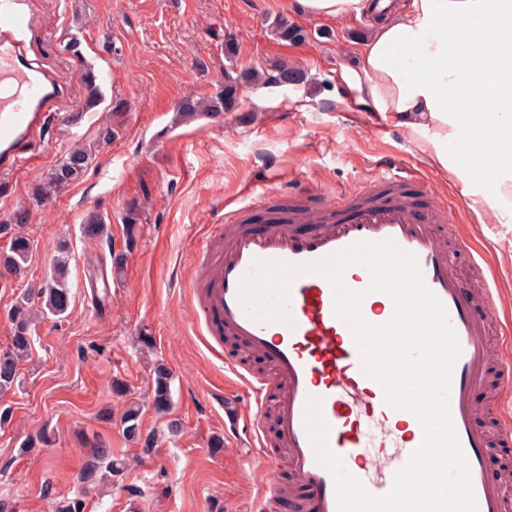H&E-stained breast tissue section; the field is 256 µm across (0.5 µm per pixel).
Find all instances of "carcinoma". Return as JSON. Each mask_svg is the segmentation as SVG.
<instances>
[{"instance_id": "carcinoma-1", "label": "carcinoma", "mask_w": 512, "mask_h": 512, "mask_svg": "<svg viewBox=\"0 0 512 512\" xmlns=\"http://www.w3.org/2000/svg\"><path fill=\"white\" fill-rule=\"evenodd\" d=\"M275 34L284 42H296L304 38L302 30L280 19L276 23ZM224 88L209 100L188 98L180 106L182 116L194 118L200 115L218 112H234L238 109L240 89L245 83L255 80L266 85H280L284 80L301 81L302 74L285 63H279L260 73L251 72L241 75L229 69L224 72ZM80 81L88 94V102L96 104L99 97L98 76L94 69L82 70ZM92 150L86 147L70 149L59 164L33 190L35 202L52 198L72 182L80 178L92 163ZM29 212L19 209L13 213L7 224H0V237L7 239V247L0 251V272L9 274L24 273L31 259V241L26 235ZM83 237L90 242H99L111 238L110 225L104 223L95 213L85 216L81 224ZM139 237V224L135 209H129L125 224V248L132 251ZM68 245L58 246V255L52 259L49 271L36 289H28L18 295L8 311L12 325V336L6 348L0 350V395L12 392L20 386V366L32 353V335L38 323L54 317L59 319L68 311L70 289L68 286ZM171 379L169 370L161 363L154 366L151 387L152 405L160 414L169 412L172 406ZM120 423L126 439L139 444L148 451L155 447L156 437L143 434L141 426V406L138 402L125 403ZM125 462L113 457L112 449L97 444L90 452L80 480L84 484L100 487L112 481V477L123 471Z\"/></svg>"}]
</instances>
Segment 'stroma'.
<instances>
[{
    "label": "stroma",
    "instance_id": "obj_1",
    "mask_svg": "<svg viewBox=\"0 0 512 512\" xmlns=\"http://www.w3.org/2000/svg\"><path fill=\"white\" fill-rule=\"evenodd\" d=\"M25 38L33 59L55 69L71 90L45 140L16 173L0 176V224L20 207L31 212L26 232L33 252L24 275L0 279V347L11 336L12 300L49 270L59 242L69 244L70 306L41 324L33 356L21 369L20 389L0 401L13 410L0 426V498L19 512H52L60 498H81L85 512H250L254 491L242 473L246 438L213 447L224 434V366L200 342L185 291L202 237L223 221L226 208L252 205L265 223L263 196L302 204L341 194L378 174L414 175L413 213L433 201L453 204L457 223L471 225L476 247L494 275L512 286V224L481 210L462 181L430 166L420 146L389 115L356 105L351 78L361 42L376 24L307 15L300 0H31ZM302 27L305 41L277 40L278 19ZM80 54L66 50L69 37ZM234 42V58L224 55ZM285 62L302 82L248 83L237 111L193 119L179 101L218 91L224 70L252 72ZM99 76L102 98L87 104L82 64ZM112 142L98 145L91 167L47 202L31 192L78 142L96 143L104 127ZM139 211L140 236L125 250L124 219ZM94 211L111 224V241L83 240L81 220ZM125 253L119 275L107 278L111 254ZM153 339L144 355L138 338ZM172 373L169 414L156 413L153 368ZM125 383V399L112 392ZM143 405L142 429L155 448L125 439L123 400ZM183 430L171 434L169 419ZM47 436L28 453L21 444ZM99 440L125 459V470L103 487L79 473Z\"/></svg>",
    "mask_w": 512,
    "mask_h": 512
}]
</instances>
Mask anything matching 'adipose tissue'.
Wrapping results in <instances>:
<instances>
[{"instance_id": "ef3b65f1", "label": "adipose tissue", "mask_w": 512, "mask_h": 512, "mask_svg": "<svg viewBox=\"0 0 512 512\" xmlns=\"http://www.w3.org/2000/svg\"><path fill=\"white\" fill-rule=\"evenodd\" d=\"M308 15L359 19L384 9L363 41L358 104L391 114L433 166L468 181L512 224V0H301ZM468 146L464 159L449 143Z\"/></svg>"}]
</instances>
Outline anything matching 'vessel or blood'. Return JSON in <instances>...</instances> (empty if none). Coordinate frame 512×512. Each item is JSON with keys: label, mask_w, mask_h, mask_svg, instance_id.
<instances>
[{"label": "vessel or blood", "mask_w": 512, "mask_h": 512, "mask_svg": "<svg viewBox=\"0 0 512 512\" xmlns=\"http://www.w3.org/2000/svg\"><path fill=\"white\" fill-rule=\"evenodd\" d=\"M31 22L28 0H0V176L18 170L69 98L56 70L30 62L24 34ZM409 182L384 175L353 198L321 200L259 231L236 217L210 227L189 298L205 345L239 386L224 395V433L230 438L242 429L250 438L245 474L257 488L251 512H273L283 498L300 512H338L333 479L307 435L308 398L321 400L330 449L374 495L391 490L395 473L424 441L415 416L386 405L381 385L364 374L356 335L338 315L326 277L303 273L292 280L287 325L254 321L238 300V283L254 260L305 263L360 240L385 239L416 254L457 333L461 353L452 369L450 413L478 512H512V464L495 471L488 466L492 442L512 445V330L493 327L512 311V291L491 287L484 276L479 287H462L451 251L469 250L466 227L449 223L441 204L416 220ZM393 311L383 293L362 304L374 324ZM251 356L262 359L266 373L250 368ZM283 469L284 481L278 477Z\"/></svg>", "instance_id": "vessel-or-blood-1"}]
</instances>
